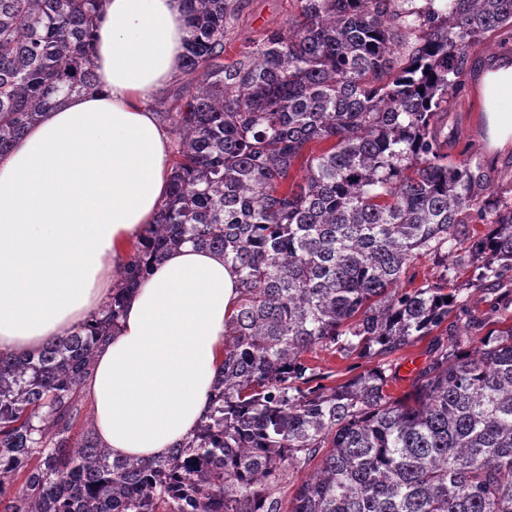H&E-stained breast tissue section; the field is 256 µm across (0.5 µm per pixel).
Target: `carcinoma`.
Segmentation results:
<instances>
[{
    "mask_svg": "<svg viewBox=\"0 0 512 512\" xmlns=\"http://www.w3.org/2000/svg\"><path fill=\"white\" fill-rule=\"evenodd\" d=\"M101 2L0 0V154L95 85ZM298 2L226 64L233 0H184L180 90L158 103L169 195L82 329L0 359V512H512V198L443 134L469 48L512 31V0ZM186 244L241 278L210 410L168 455L114 459L82 385L125 292ZM422 255L436 279L402 287ZM465 257L482 315L454 287ZM453 311L479 345L437 343L413 398L393 396L390 356L448 335ZM317 350L377 366L328 384Z\"/></svg>",
    "mask_w": 512,
    "mask_h": 512,
    "instance_id": "cac0c4a2",
    "label": "carcinoma"
}]
</instances>
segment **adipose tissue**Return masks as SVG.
Listing matches in <instances>:
<instances>
[{"instance_id":"adipose-tissue-1","label":"adipose tissue","mask_w":512,"mask_h":512,"mask_svg":"<svg viewBox=\"0 0 512 512\" xmlns=\"http://www.w3.org/2000/svg\"><path fill=\"white\" fill-rule=\"evenodd\" d=\"M189 37L182 0H103L95 88L61 97L0 157V357L75 331L155 222L172 153L148 104L180 72ZM478 88L490 150L512 149V57L483 65ZM238 298L236 269L189 245L127 294L83 388L113 457L162 456L195 431Z\"/></svg>"}]
</instances>
